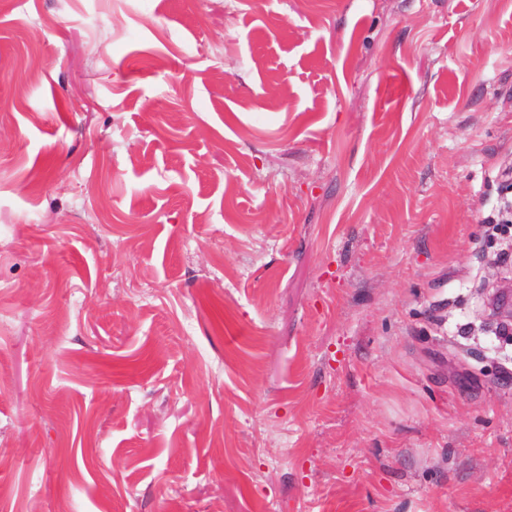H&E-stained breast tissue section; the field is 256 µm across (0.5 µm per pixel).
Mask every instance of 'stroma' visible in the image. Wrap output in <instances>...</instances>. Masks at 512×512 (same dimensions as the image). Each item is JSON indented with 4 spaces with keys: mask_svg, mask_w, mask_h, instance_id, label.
I'll use <instances>...</instances> for the list:
<instances>
[{
    "mask_svg": "<svg viewBox=\"0 0 512 512\" xmlns=\"http://www.w3.org/2000/svg\"><path fill=\"white\" fill-rule=\"evenodd\" d=\"M512 0H0V512H512ZM512 295L511 278L502 277L494 288L488 289L486 296V307L489 309V318L498 320L501 324L511 323L512 321V305L508 299Z\"/></svg>",
    "mask_w": 512,
    "mask_h": 512,
    "instance_id": "stroma-1",
    "label": "stroma"
}]
</instances>
